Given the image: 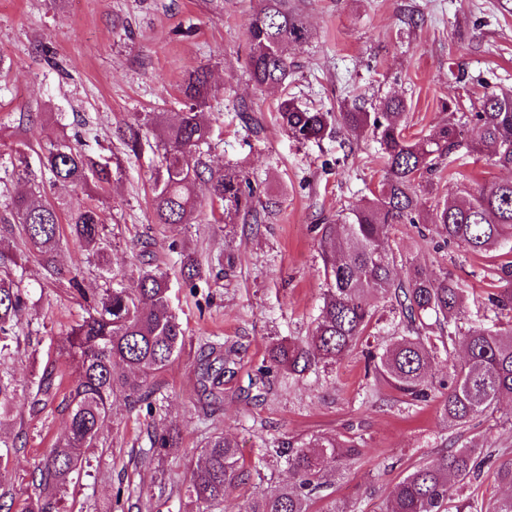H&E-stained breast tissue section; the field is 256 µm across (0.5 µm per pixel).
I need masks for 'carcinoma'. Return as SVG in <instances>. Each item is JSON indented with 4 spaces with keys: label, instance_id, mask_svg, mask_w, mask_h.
I'll return each mask as SVG.
<instances>
[{
    "label": "carcinoma",
    "instance_id": "carcinoma-1",
    "mask_svg": "<svg viewBox=\"0 0 512 512\" xmlns=\"http://www.w3.org/2000/svg\"><path fill=\"white\" fill-rule=\"evenodd\" d=\"M307 35L292 0H262L248 30L252 81L260 87L282 85L292 66L287 44ZM211 91L208 71L197 69L181 85L187 111L173 120L153 113L142 123L115 127L116 137L133 152L150 133L162 147L151 198L157 224L194 223L202 194L224 208L226 224L236 223L242 214L260 220L242 171L234 167L214 171L204 160L213 128L202 112ZM276 112L285 131L302 144L322 140L335 126L371 133L384 155L386 171L361 206L323 227L327 288L320 312L308 336L268 344L265 373L302 378L337 363L363 343L366 374L408 404L440 394L439 412L447 427L461 428L477 417L494 414L503 398L512 396V260L496 267L495 275L504 287L486 297L497 326L465 327L467 290L446 274L429 276L402 253L388 248V238L397 224H421L445 245L457 244L474 254L512 253L511 179L475 190L465 186L448 200L434 201L427 210L419 200V193L433 185L442 161L465 144L462 132L470 124L473 134L465 145L503 167H512V89L485 92L478 111L454 118L417 141L405 136L407 104L400 97L385 99L372 112L356 104L334 113L313 110L285 96L279 99ZM42 164L50 172L57 196L49 200L38 186L17 192L0 211V237L19 234L29 253L40 258L46 278L53 279L63 276L54 251L66 235L88 254L106 255L110 241L96 208H72L68 194L88 185L103 190L112 174L110 160L87 154L79 140L65 134L50 142ZM400 265L407 268L406 277L397 282L394 271ZM21 269L16 255L0 252V361L17 352L18 328L29 317L30 294L22 285ZM81 274L76 265L68 278L70 291L83 297L86 308L65 338V349L76 362L64 407L65 434L34 469V496L25 512H59L64 493L84 468L87 450L98 447L113 403L121 399L132 408L146 403L149 381L178 357L185 342L186 329L170 305V277L160 267L141 262L131 284L107 269L108 284L92 299L84 297ZM180 274L186 284L196 287L202 278L198 258L181 253ZM379 300L396 322L394 340L386 345L369 341ZM458 341L465 350L461 360L452 358ZM442 355L448 357V379L436 381L430 367ZM238 357L232 345L207 343L198 367V383L207 399L223 400L224 377L233 372ZM54 387V369L47 368L28 387L27 396L37 404ZM14 408H22L17 384L1 375L0 429ZM179 444L175 429H156L150 434L148 452L160 460ZM360 455L361 449L353 443L317 436L307 443L288 440L274 448L260 447L258 463L249 465L238 443L217 433L202 448L185 496L191 505L219 506L228 491L261 476L259 463L276 456L284 460L291 480L273 492L248 496L243 512H311L326 487L325 477L342 471ZM492 463L494 454L487 448L443 450L402 477L384 512H447L453 487L471 481ZM455 509L512 512V495L485 507L467 501Z\"/></svg>",
    "mask_w": 512,
    "mask_h": 512
}]
</instances>
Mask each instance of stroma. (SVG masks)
<instances>
[{
  "instance_id": "1",
  "label": "stroma",
  "mask_w": 512,
  "mask_h": 512,
  "mask_svg": "<svg viewBox=\"0 0 512 512\" xmlns=\"http://www.w3.org/2000/svg\"><path fill=\"white\" fill-rule=\"evenodd\" d=\"M308 28L289 44L292 68L279 88L249 79L248 26L261 0H0V206L11 193L49 188L42 149L60 132L80 138L87 152L111 157L112 184L81 190L71 205L96 207L111 248L104 261H84L65 239L56 263L81 266L87 293L104 286L100 264L131 278L138 266L134 241L146 243L153 263L169 275L171 304L186 329L179 357L151 382L153 412L116 401L112 417L90 449L64 512H107L116 487L148 498V512H183V490L213 433L238 442L246 459L261 444L334 435L358 442L359 460L315 500L348 512H380L412 466L446 448L491 444L498 461L512 460V399L466 427L447 428L437 403L409 406L390 388L374 387L360 351L348 352L328 372L298 381L274 375L258 382L265 348L276 337L307 336L325 288L320 227L362 204L384 175L383 154L371 134L347 130L298 143L281 127L283 96L338 112L354 101L373 106L387 96L408 105L406 134L428 136L455 112H475L487 87L512 88V0H294ZM204 68L214 95L205 112L214 135L207 162L215 170L238 166L253 188V204L273 202L262 223L238 218L226 226L202 202L194 224H157L151 175L158 152L129 151L113 138L119 121L166 113L187 101L179 86ZM487 157L460 152L421 194L422 205L511 177ZM195 252L203 268L197 287L176 280L179 256L171 242ZM388 244L431 276L448 275L469 292V322L491 325L482 304L497 289L496 258L456 245L435 249L410 224L396 225ZM5 249L21 257L33 303L31 334L6 367L27 388L48 365L71 373L62 349L66 332L83 314L66 280H48L20 239ZM233 253V269L224 266ZM236 345L241 360L224 382V399L208 405L196 381L205 340ZM65 389L25 409L4 435L18 451L0 479L11 512L33 492L31 473L64 435ZM165 426L180 433L177 457H147V434Z\"/></svg>"
}]
</instances>
